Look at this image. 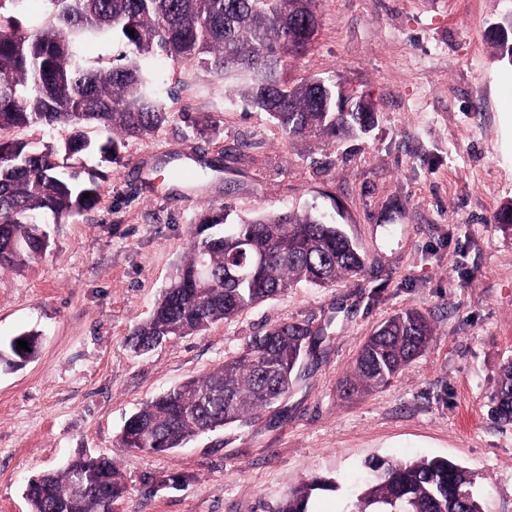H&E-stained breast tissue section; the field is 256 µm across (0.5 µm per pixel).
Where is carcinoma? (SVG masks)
<instances>
[{
  "label": "carcinoma",
  "mask_w": 512,
  "mask_h": 512,
  "mask_svg": "<svg viewBox=\"0 0 512 512\" xmlns=\"http://www.w3.org/2000/svg\"><path fill=\"white\" fill-rule=\"evenodd\" d=\"M28 2L0 0V131L62 125L74 133L45 149L0 140L1 269L47 250L45 218L57 224L98 204L96 175L84 176L73 164L91 147L82 129L111 133L98 151L115 163L118 140L151 135L167 120L151 77L159 59L192 61L234 84L248 106L268 113L292 137L350 136L374 122L366 112L336 111L332 82L328 96L306 80L295 86L285 80L288 59L307 50L300 0H41V15L23 25L17 15ZM99 37L129 48L122 64L108 70L85 65L81 46ZM228 219L229 213L213 211L197 225L187 259L132 331L133 353L228 321L298 283L325 288L364 269L341 225L315 212ZM254 256L265 257L257 275L231 276ZM311 335L307 323L281 322L250 337L218 369L131 415L126 425L133 433L121 436L122 447L165 452L205 429L248 422L288 394ZM433 337L425 314L409 309L394 315L362 345L341 391L351 398L387 386ZM491 415L512 423V361L501 369ZM368 468L355 512H481L472 475L448 460H376ZM332 488L326 480L305 482L289 491L278 512H308L313 493ZM124 492L111 458L80 454L63 471L37 476L30 512H111Z\"/></svg>",
  "instance_id": "1"
}]
</instances>
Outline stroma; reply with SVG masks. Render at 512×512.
Returning <instances> with one entry per match:
<instances>
[{
    "label": "stroma",
    "mask_w": 512,
    "mask_h": 512,
    "mask_svg": "<svg viewBox=\"0 0 512 512\" xmlns=\"http://www.w3.org/2000/svg\"><path fill=\"white\" fill-rule=\"evenodd\" d=\"M318 30L289 60L370 100L349 137L289 138L232 86L190 62L157 61L170 117L128 139L99 173L92 210L48 225L35 260L0 269V341L35 333L33 358L0 367V512H30L28 479L81 452L111 457L126 486L116 512H275L320 477L311 512H350L368 461L445 458L473 476L483 512H512V424L491 396L512 359V61L490 37L502 0H317ZM191 114L207 134L184 122ZM222 170H208L212 161ZM177 167L203 171L173 179ZM330 213L365 258L360 277L300 284L200 335L136 355L127 338L188 255L209 211ZM435 337L388 386L345 398L338 381L363 341L406 309ZM314 332L287 396L248 424L156 454L122 448L127 419L236 356L258 331ZM177 477L174 487L161 480Z\"/></svg>",
    "instance_id": "1"
}]
</instances>
